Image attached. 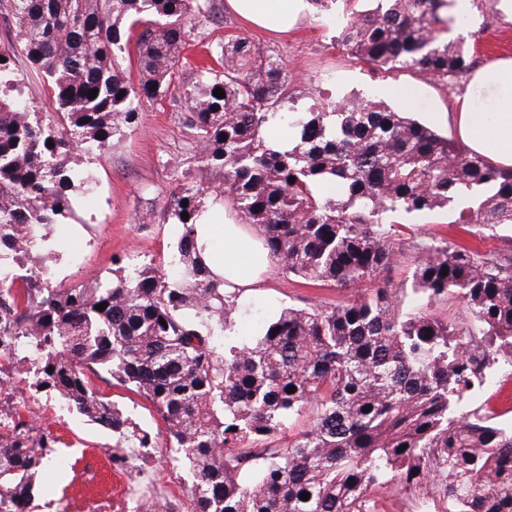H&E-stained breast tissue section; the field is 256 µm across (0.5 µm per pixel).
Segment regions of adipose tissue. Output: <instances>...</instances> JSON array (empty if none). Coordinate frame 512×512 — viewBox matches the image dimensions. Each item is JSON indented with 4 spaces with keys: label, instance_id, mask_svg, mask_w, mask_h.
Returning a JSON list of instances; mask_svg holds the SVG:
<instances>
[{
    "label": "adipose tissue",
    "instance_id": "ef3b65f1",
    "mask_svg": "<svg viewBox=\"0 0 512 512\" xmlns=\"http://www.w3.org/2000/svg\"><path fill=\"white\" fill-rule=\"evenodd\" d=\"M245 21L274 33L310 15L307 0H227ZM458 138L495 164L512 167V58L493 59L474 74L470 94L455 115ZM197 251L228 287L250 296L264 287L272 261L250 227L235 223L228 207L207 203L196 224Z\"/></svg>",
    "mask_w": 512,
    "mask_h": 512
}]
</instances>
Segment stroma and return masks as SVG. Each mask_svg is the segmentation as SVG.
Wrapping results in <instances>:
<instances>
[{
  "instance_id": "obj_1",
  "label": "stroma",
  "mask_w": 512,
  "mask_h": 512,
  "mask_svg": "<svg viewBox=\"0 0 512 512\" xmlns=\"http://www.w3.org/2000/svg\"><path fill=\"white\" fill-rule=\"evenodd\" d=\"M187 44L180 79H191L198 67L209 64L206 45L224 33L237 32L275 50L302 92L333 98L352 92L368 95L391 106H400L395 89L412 90L410 111L441 134H455L456 112L467 94L469 75L444 85L412 70L385 73L350 56L333 41V24L303 19L288 36L277 37L245 24L229 10L212 19L185 21ZM455 36L474 48L476 63L497 57L512 58V21L496 7L470 8L464 26ZM187 105L177 90L148 105L140 126L90 164L92 187L80 193L72 218L56 225L52 239L58 253L56 279L69 284L107 273L117 256L137 255L156 262L168 260L175 245L173 225L159 221L172 189L194 162L195 148L189 137ZM413 239L431 235L448 241L472 244L485 251L503 247L512 227L501 226L493 238L472 235L467 224H456L447 212L416 218L400 215ZM81 234H74L73 226ZM346 291L303 284L274 266L265 288L251 295L240 310L238 323L243 337L253 336L259 312H272L286 304L331 305L347 300ZM96 389L115 402L133 423L148 431L156 442L166 439L165 426L150 404L125 388L96 381ZM34 430L50 429L59 442L54 460L41 474L33 512H135L137 498L155 487L176 503L187 500L189 476L170 461L168 454L151 452L139 469H114L109 459L112 435L76 412L55 417L49 408L37 409L31 420Z\"/></svg>"
}]
</instances>
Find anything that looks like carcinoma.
I'll use <instances>...</instances> for the list:
<instances>
[{"label": "carcinoma", "instance_id": "cac0c4a2", "mask_svg": "<svg viewBox=\"0 0 512 512\" xmlns=\"http://www.w3.org/2000/svg\"><path fill=\"white\" fill-rule=\"evenodd\" d=\"M339 1L351 2L309 0L317 18ZM1 5L18 38L0 46V336L37 359L35 391L112 432L119 469L153 444L93 389L88 372L149 402L165 424V447L190 475L186 512H379L369 489L391 483L437 491L452 503L448 512H512V428L472 404L495 366L512 362V237L497 251L417 242L407 279L390 277L406 256L401 213L428 216L473 200L453 223L478 236L512 224V168L383 101L355 94L308 104L275 51L226 34L210 43L217 67L179 88L199 153L197 171L163 207V223L177 228L170 260L119 258L110 276L56 283V255L44 245L92 183L88 164L171 89L184 21L211 17L217 2ZM450 6L369 0L335 39L380 71L446 83L473 64L448 37L464 24L448 16ZM131 45L136 82L121 65ZM19 52L47 82L55 111L20 100ZM218 88L225 97L214 96ZM204 170L220 182L203 181ZM209 200L253 227L288 274L351 299L284 306L240 341L238 295L224 291L195 245ZM451 298L461 313L434 311ZM311 410L308 428L285 436L287 421ZM18 426L23 437L0 439V512H32L57 442Z\"/></svg>", "mask_w": 512, "mask_h": 512}]
</instances>
